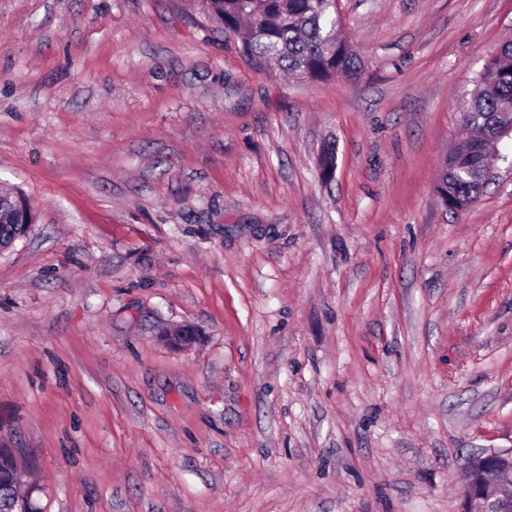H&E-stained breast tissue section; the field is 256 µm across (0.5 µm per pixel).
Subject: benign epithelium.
Segmentation results:
<instances>
[{"instance_id": "7a95c632", "label": "benign epithelium", "mask_w": 512, "mask_h": 512, "mask_svg": "<svg viewBox=\"0 0 512 512\" xmlns=\"http://www.w3.org/2000/svg\"><path fill=\"white\" fill-rule=\"evenodd\" d=\"M462 512H512V448L468 457Z\"/></svg>"}]
</instances>
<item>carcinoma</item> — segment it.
<instances>
[{"instance_id": "cac0c4a2", "label": "carcinoma", "mask_w": 512, "mask_h": 512, "mask_svg": "<svg viewBox=\"0 0 512 512\" xmlns=\"http://www.w3.org/2000/svg\"><path fill=\"white\" fill-rule=\"evenodd\" d=\"M209 13L226 30L248 25L239 52L264 69H280L301 78L325 80L338 74L353 78L361 70L357 52L342 34L336 0H206ZM478 91L464 111L472 114L478 132L469 143L494 135L496 127L512 123V39L502 41L477 77ZM336 151L323 148L321 180H333ZM488 172L479 149L463 144L448 155L440 172V187L448 188V209L464 210L476 203L487 184ZM26 201L22 191L0 194V250L18 240L13 205ZM15 452L0 448V512H34L29 500L12 496Z\"/></svg>"}]
</instances>
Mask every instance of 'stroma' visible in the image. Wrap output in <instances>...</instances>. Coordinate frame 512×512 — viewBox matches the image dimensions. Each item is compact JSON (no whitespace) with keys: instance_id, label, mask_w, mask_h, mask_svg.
I'll return each mask as SVG.
<instances>
[{"instance_id":"35a3bbf8","label":"stroma","mask_w":512,"mask_h":512,"mask_svg":"<svg viewBox=\"0 0 512 512\" xmlns=\"http://www.w3.org/2000/svg\"><path fill=\"white\" fill-rule=\"evenodd\" d=\"M339 4L356 80L255 67L205 0H0L35 215L0 446L36 512H461L463 460L512 448V139L468 210L437 191L512 0Z\"/></svg>"}]
</instances>
